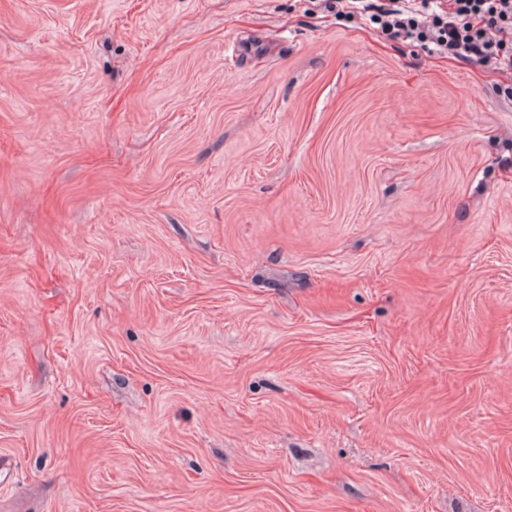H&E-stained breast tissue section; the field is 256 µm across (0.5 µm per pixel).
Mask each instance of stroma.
<instances>
[{
	"label": "stroma",
	"mask_w": 512,
	"mask_h": 512,
	"mask_svg": "<svg viewBox=\"0 0 512 512\" xmlns=\"http://www.w3.org/2000/svg\"><path fill=\"white\" fill-rule=\"evenodd\" d=\"M0 512H512V74L0 0Z\"/></svg>",
	"instance_id": "1"
}]
</instances>
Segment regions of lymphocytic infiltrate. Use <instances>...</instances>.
<instances>
[{
	"instance_id": "lymphocytic-infiltrate-1",
	"label": "lymphocytic infiltrate",
	"mask_w": 512,
	"mask_h": 512,
	"mask_svg": "<svg viewBox=\"0 0 512 512\" xmlns=\"http://www.w3.org/2000/svg\"><path fill=\"white\" fill-rule=\"evenodd\" d=\"M379 0L370 16L390 39L435 45L460 62L512 72V0Z\"/></svg>"
}]
</instances>
